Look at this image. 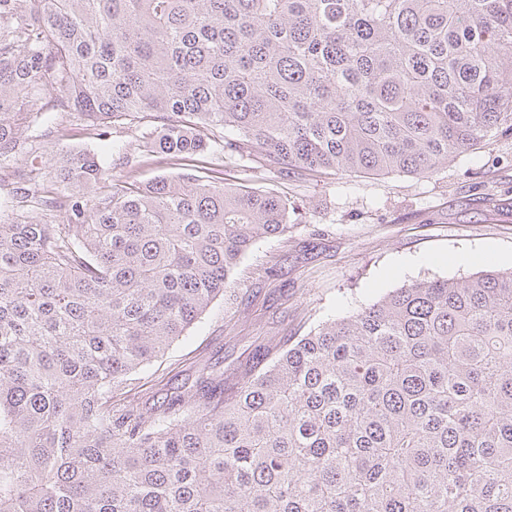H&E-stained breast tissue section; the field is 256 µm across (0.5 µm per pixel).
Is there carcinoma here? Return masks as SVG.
<instances>
[{"instance_id": "cac0c4a2", "label": "carcinoma", "mask_w": 512, "mask_h": 512, "mask_svg": "<svg viewBox=\"0 0 512 512\" xmlns=\"http://www.w3.org/2000/svg\"><path fill=\"white\" fill-rule=\"evenodd\" d=\"M59 112L140 115L151 160L212 148L241 178L70 152L29 187L69 223L0 224V512H512V269L128 390L288 234L253 158L430 178L512 132V0H0V161Z\"/></svg>"}]
</instances>
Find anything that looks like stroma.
Returning a JSON list of instances; mask_svg holds the SVG:
<instances>
[{
  "label": "stroma",
  "instance_id": "35a3bbf8",
  "mask_svg": "<svg viewBox=\"0 0 512 512\" xmlns=\"http://www.w3.org/2000/svg\"><path fill=\"white\" fill-rule=\"evenodd\" d=\"M144 128L128 122L99 140L76 115L59 114L52 134L31 118L23 136L34 147L0 166V222L63 224L65 211L18 194L24 178L44 179L55 154L94 150L102 165L139 179L174 177L193 169L216 175L224 156L144 164ZM254 184L288 197L299 211L287 240L258 242L236 273L234 301H215L187 338L176 341L145 374L141 398L161 383L195 378L211 361L232 372L258 337L302 336L404 284L464 279L493 265L512 268V134L491 137L450 162L438 175L418 179L388 174L283 175L260 167ZM492 249V262L448 263L455 253Z\"/></svg>",
  "mask_w": 512,
  "mask_h": 512
}]
</instances>
